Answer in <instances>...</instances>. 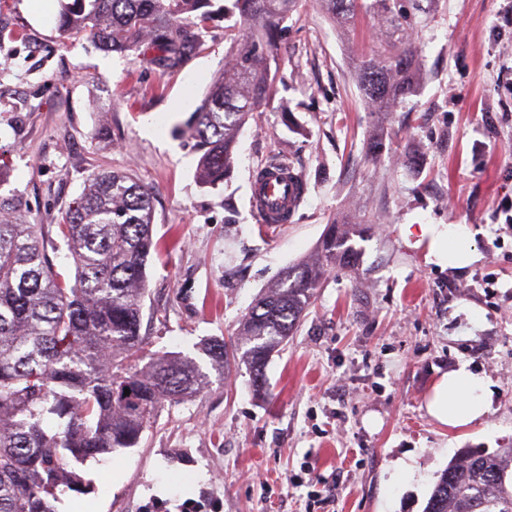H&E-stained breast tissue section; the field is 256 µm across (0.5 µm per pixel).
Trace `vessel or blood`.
Instances as JSON below:
<instances>
[{"label": "vessel or blood", "mask_w": 512, "mask_h": 512, "mask_svg": "<svg viewBox=\"0 0 512 512\" xmlns=\"http://www.w3.org/2000/svg\"><path fill=\"white\" fill-rule=\"evenodd\" d=\"M301 181V175L294 171L275 164L267 166L264 178L252 184L250 196L251 206L263 223L276 224L281 213L299 207Z\"/></svg>", "instance_id": "b4317fda"}]
</instances>
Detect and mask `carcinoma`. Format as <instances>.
Returning <instances> with one entry per match:
<instances>
[{
	"mask_svg": "<svg viewBox=\"0 0 512 512\" xmlns=\"http://www.w3.org/2000/svg\"><path fill=\"white\" fill-rule=\"evenodd\" d=\"M339 24L357 13L386 23L382 50L361 56L356 80L373 112H387L418 84L417 49L398 0H320ZM299 0H69L59 29L107 51L152 52L163 70L202 48L221 14L245 23L224 72L195 108L191 135L203 151L198 176L217 185L229 173L236 137L273 91L284 23ZM0 200V512H53L57 492L81 484L76 465L116 448H135L166 402L208 383L189 356L145 354L141 334L154 220L149 192L129 173L97 171L57 224L74 276L40 244L41 228ZM350 237L328 227L315 256L282 272L255 300L237 343L197 347L215 370L239 355L265 385L269 357L298 328L326 273L353 263ZM145 367L137 369L141 361ZM130 394H124V389ZM424 512H512V447L462 448L434 483Z\"/></svg>",
	"mask_w": 512,
	"mask_h": 512,
	"instance_id": "cac0c4a2",
	"label": "carcinoma"
}]
</instances>
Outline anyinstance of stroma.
<instances>
[{
	"label": "stroma",
	"mask_w": 512,
	"mask_h": 512,
	"mask_svg": "<svg viewBox=\"0 0 512 512\" xmlns=\"http://www.w3.org/2000/svg\"><path fill=\"white\" fill-rule=\"evenodd\" d=\"M418 48L417 89L376 114L354 61L379 48L373 13L334 25L319 0L288 19L282 79L239 133L230 176L197 179L200 154L176 109L200 103L224 68L225 21L204 50L164 71L137 54L65 38L32 0L0 7V198L55 238L59 217L99 169L129 170L149 190L153 236L141 333L151 353L196 356L236 341L254 299L310 259L328 225L351 234L356 263L332 271L263 391L246 363L211 373L191 400L166 405L138 447L80 465L72 512H143L213 501L212 512H423L462 448L512 445V0H403ZM154 122L158 134L145 136ZM383 152L371 157L372 137ZM279 157L307 192L292 222L263 224L253 172ZM405 224H463L481 258L455 271L407 246ZM495 383L493 411L444 429L423 407L460 363ZM414 456L412 480L394 478ZM333 488L321 503L304 469Z\"/></svg>",
	"instance_id": "1"
}]
</instances>
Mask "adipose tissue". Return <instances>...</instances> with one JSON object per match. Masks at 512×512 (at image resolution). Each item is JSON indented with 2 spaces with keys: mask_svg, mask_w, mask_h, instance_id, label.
Here are the masks:
<instances>
[{
  "mask_svg": "<svg viewBox=\"0 0 512 512\" xmlns=\"http://www.w3.org/2000/svg\"><path fill=\"white\" fill-rule=\"evenodd\" d=\"M406 244L425 247V260L443 269L461 270L478 262L480 253L463 224H406ZM492 378L469 364L441 374L425 400L427 414L442 426L472 427L483 422L494 403Z\"/></svg>",
  "mask_w": 512,
  "mask_h": 512,
  "instance_id": "adipose-tissue-1",
  "label": "adipose tissue"
}]
</instances>
